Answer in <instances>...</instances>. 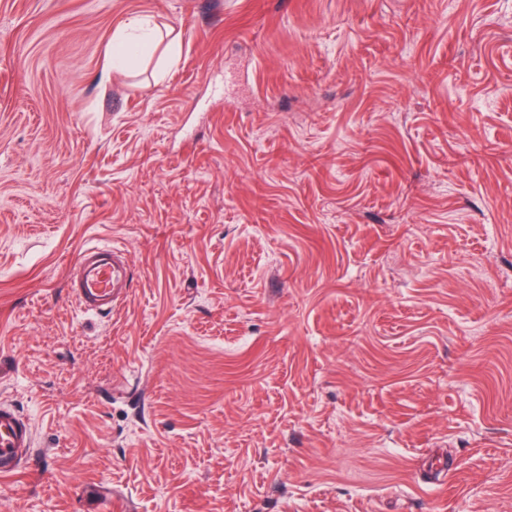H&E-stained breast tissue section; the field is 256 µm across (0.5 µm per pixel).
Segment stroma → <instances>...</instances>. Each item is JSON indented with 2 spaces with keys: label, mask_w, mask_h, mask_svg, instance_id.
Listing matches in <instances>:
<instances>
[{
  "label": "stroma",
  "mask_w": 512,
  "mask_h": 512,
  "mask_svg": "<svg viewBox=\"0 0 512 512\" xmlns=\"http://www.w3.org/2000/svg\"><path fill=\"white\" fill-rule=\"evenodd\" d=\"M1 401L0 512H512V0H0ZM144 28L143 19L132 18L120 28L112 40V49L109 52V66L103 71V75H109V70H117L129 65L134 58L147 47V42L142 39L130 37V31H138ZM73 295L85 312L110 313L117 306L116 281L124 274L126 258L118 247H89L83 251ZM33 447V430L29 421L11 405L0 403V476L21 471Z\"/></svg>",
  "instance_id": "obj_1"
}]
</instances>
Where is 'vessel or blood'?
Instances as JSON below:
<instances>
[{
  "label": "vessel or blood",
  "mask_w": 512,
  "mask_h": 512,
  "mask_svg": "<svg viewBox=\"0 0 512 512\" xmlns=\"http://www.w3.org/2000/svg\"><path fill=\"white\" fill-rule=\"evenodd\" d=\"M126 258L117 247L94 246L80 257V274L73 295L78 306L91 313H108L116 306V283L125 271ZM33 430L11 405L0 403V476L21 471L31 454Z\"/></svg>",
  "instance_id": "1"
}]
</instances>
